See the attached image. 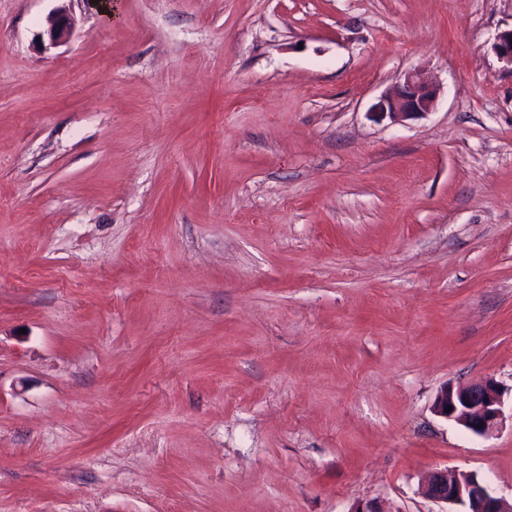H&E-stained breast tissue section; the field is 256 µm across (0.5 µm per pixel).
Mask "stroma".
I'll return each mask as SVG.
<instances>
[{
    "mask_svg": "<svg viewBox=\"0 0 512 512\" xmlns=\"http://www.w3.org/2000/svg\"><path fill=\"white\" fill-rule=\"evenodd\" d=\"M57 6L0 0V512L511 499L432 405L512 384V0ZM74 30V19L69 8L61 6L55 10L48 20V25L37 37L45 49L55 48L66 43ZM438 89L421 74L411 72L404 76L395 89L386 92L375 103L371 112L377 119L392 122L411 120L433 110ZM422 492L442 507L437 512H511L512 502L495 496L487 483L472 472L436 468L422 479ZM460 506L462 510H448Z\"/></svg>",
    "mask_w": 512,
    "mask_h": 512,
    "instance_id": "1",
    "label": "stroma"
}]
</instances>
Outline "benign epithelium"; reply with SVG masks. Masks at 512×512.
<instances>
[{
	"label": "benign epithelium",
	"mask_w": 512,
	"mask_h": 512,
	"mask_svg": "<svg viewBox=\"0 0 512 512\" xmlns=\"http://www.w3.org/2000/svg\"><path fill=\"white\" fill-rule=\"evenodd\" d=\"M74 30L70 10L61 6L48 20L38 40L44 49L66 43ZM497 57L512 66V29L501 32L494 46ZM438 89L421 74L411 72L404 76L395 89L385 93L371 108L378 119L388 118L404 122L423 116L433 110ZM512 388L485 380L466 387L446 384L434 402V411L455 421L477 436H485L505 420V396ZM451 411H446V407ZM422 492L433 503L442 507L440 512H450L448 507L460 506V512H512V502L493 494L487 483L472 472H459L436 468L422 479Z\"/></svg>",
	"instance_id": "benign-epithelium-1"
}]
</instances>
